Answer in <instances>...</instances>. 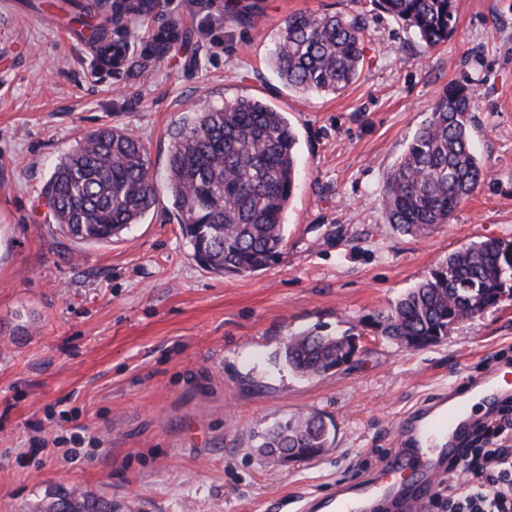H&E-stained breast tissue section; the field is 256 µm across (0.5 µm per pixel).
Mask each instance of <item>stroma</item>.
Instances as JSON below:
<instances>
[{"label": "stroma", "instance_id": "1", "mask_svg": "<svg viewBox=\"0 0 512 512\" xmlns=\"http://www.w3.org/2000/svg\"><path fill=\"white\" fill-rule=\"evenodd\" d=\"M16 2L0 0V512H33L51 487L119 512H301L376 469L410 411L512 356V298L421 349L375 323L451 253L512 241V0H457L435 49L375 0H155L121 25L126 65L100 76L60 0H27L25 14ZM324 12L365 21L364 67L342 91L302 95L269 53L289 16ZM451 83L478 97L470 132L488 176L449 223L402 235L384 183ZM237 98L286 113L299 168L281 255L222 276L189 256L166 177L186 113ZM112 126L144 145L158 204L127 239L80 246L41 189L80 136ZM305 330L352 333L360 350L299 378L277 354ZM313 411L335 429L318 457L246 447Z\"/></svg>", "mask_w": 512, "mask_h": 512}]
</instances>
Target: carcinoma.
<instances>
[{"instance_id":"obj_1","label":"carcinoma","mask_w":512,"mask_h":512,"mask_svg":"<svg viewBox=\"0 0 512 512\" xmlns=\"http://www.w3.org/2000/svg\"><path fill=\"white\" fill-rule=\"evenodd\" d=\"M115 27L153 0H95ZM428 48L448 41L456 0H378ZM366 24L342 13L295 14L272 52L278 76L301 92H338L364 63ZM475 91L449 85L388 174L381 198L385 218L403 235L424 237L449 223L456 208L486 178L468 127ZM297 136L280 112L256 99L226 101L192 112L173 136L168 183L183 238L194 259L223 275L264 269L281 252L283 214L295 186ZM55 223L79 245L124 240L154 207L156 193L144 145L116 127L81 136L54 166L43 188ZM512 297V242L489 238L451 254L381 315L380 335L418 349L438 342ZM350 335L303 331L280 350L301 378L326 373L344 354ZM264 453L272 448L320 455L334 434L315 413L292 416L250 434ZM38 512H115L112 501L79 489L51 488Z\"/></svg>"}]
</instances>
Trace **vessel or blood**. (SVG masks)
Instances as JSON below:
<instances>
[{
	"mask_svg": "<svg viewBox=\"0 0 512 512\" xmlns=\"http://www.w3.org/2000/svg\"><path fill=\"white\" fill-rule=\"evenodd\" d=\"M487 380L465 391L449 390L408 413L394 428L396 447L380 471L364 483L337 486L329 497L307 502L305 512H425L439 476L456 457L471 427L470 402L485 396Z\"/></svg>",
	"mask_w": 512,
	"mask_h": 512,
	"instance_id": "obj_1",
	"label": "vessel or blood"
}]
</instances>
